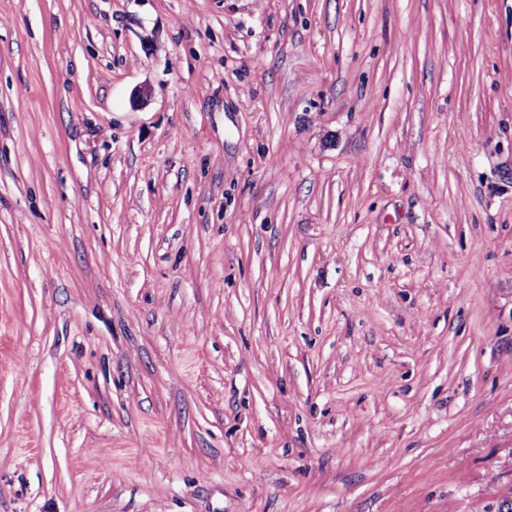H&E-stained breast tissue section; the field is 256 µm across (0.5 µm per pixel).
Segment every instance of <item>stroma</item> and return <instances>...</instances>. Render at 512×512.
Here are the masks:
<instances>
[{
  "instance_id": "stroma-1",
  "label": "stroma",
  "mask_w": 512,
  "mask_h": 512,
  "mask_svg": "<svg viewBox=\"0 0 512 512\" xmlns=\"http://www.w3.org/2000/svg\"><path fill=\"white\" fill-rule=\"evenodd\" d=\"M512 0H0V512H497Z\"/></svg>"
}]
</instances>
